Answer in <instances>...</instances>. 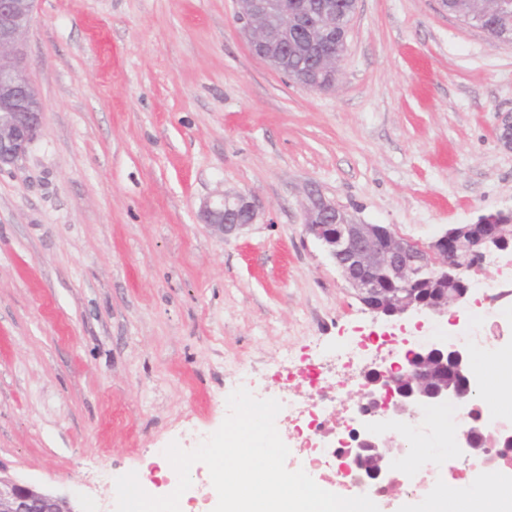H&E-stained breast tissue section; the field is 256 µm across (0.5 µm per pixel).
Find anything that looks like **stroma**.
Returning <instances> with one entry per match:
<instances>
[{
	"label": "stroma",
	"instance_id": "stroma-1",
	"mask_svg": "<svg viewBox=\"0 0 512 512\" xmlns=\"http://www.w3.org/2000/svg\"><path fill=\"white\" fill-rule=\"evenodd\" d=\"M235 0H37L23 43L45 121L0 169V466L115 512L161 495L245 383L340 370L370 333L455 340L479 311L376 320L305 234L312 191L425 244L512 209V46L439 0H359L336 86L255 57ZM257 218L223 237L203 203Z\"/></svg>",
	"mask_w": 512,
	"mask_h": 512
}]
</instances>
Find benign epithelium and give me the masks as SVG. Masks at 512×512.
I'll use <instances>...</instances> for the list:
<instances>
[{"label": "benign epithelium", "mask_w": 512, "mask_h": 512, "mask_svg": "<svg viewBox=\"0 0 512 512\" xmlns=\"http://www.w3.org/2000/svg\"><path fill=\"white\" fill-rule=\"evenodd\" d=\"M236 2V19L254 56L284 71L283 53L294 34L301 32L303 48L316 59L312 73L301 76L302 86L315 91L335 86L350 29L336 0ZM34 6L35 0H0V169L25 159L45 120L21 50ZM478 16L506 26L512 23V0H485ZM497 140L512 150L511 112L500 114ZM304 212V232L321 243L364 306L382 318L420 312L443 317L448 307L464 306L470 273L512 246V212L459 224L426 246L403 237L392 225L359 224L318 192L309 195ZM255 218L252 204L241 195L217 205L207 201L201 209L202 222L223 235L246 228ZM425 268L432 269L436 279L455 285L446 298L430 303L418 297L416 276ZM473 362L469 347L436 341L407 350L390 374L373 369L364 375L363 425L347 457L362 466L368 480L395 483L394 458L406 449V443L373 432L375 424L450 401L470 407L477 385ZM486 430L487 423L476 420L458 437L456 447L466 458L479 459L487 452ZM0 512L76 510L67 498L20 482L0 468Z\"/></svg>", "instance_id": "1"}]
</instances>
